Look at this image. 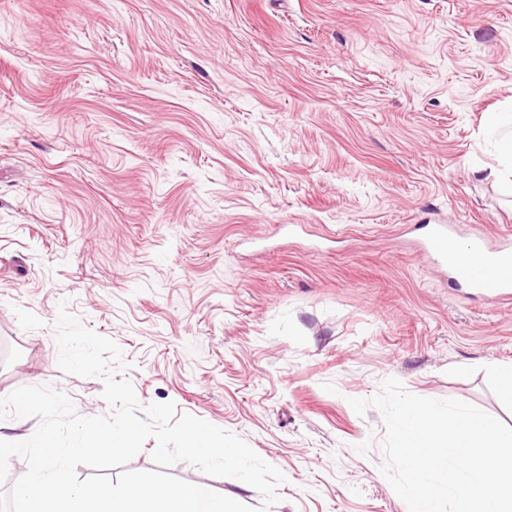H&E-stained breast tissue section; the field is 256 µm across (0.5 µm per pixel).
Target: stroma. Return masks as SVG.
<instances>
[{"instance_id":"35a3bbf8","label":"stroma","mask_w":512,"mask_h":512,"mask_svg":"<svg viewBox=\"0 0 512 512\" xmlns=\"http://www.w3.org/2000/svg\"><path fill=\"white\" fill-rule=\"evenodd\" d=\"M512 113V0H0V397L58 366L59 307L285 480L256 512H408L380 471L398 378L512 427V303L434 272L420 223L512 234L488 113Z\"/></svg>"}]
</instances>
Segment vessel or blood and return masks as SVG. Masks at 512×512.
Returning a JSON list of instances; mask_svg holds the SVG:
<instances>
[{
    "mask_svg": "<svg viewBox=\"0 0 512 512\" xmlns=\"http://www.w3.org/2000/svg\"><path fill=\"white\" fill-rule=\"evenodd\" d=\"M454 231L450 224L430 225L421 249L435 265L447 272L452 283L490 301L512 299V237L502 236L497 244L471 241L465 254L452 256L448 245Z\"/></svg>",
    "mask_w": 512,
    "mask_h": 512,
    "instance_id": "b4317fda",
    "label": "vessel or blood"
}]
</instances>
